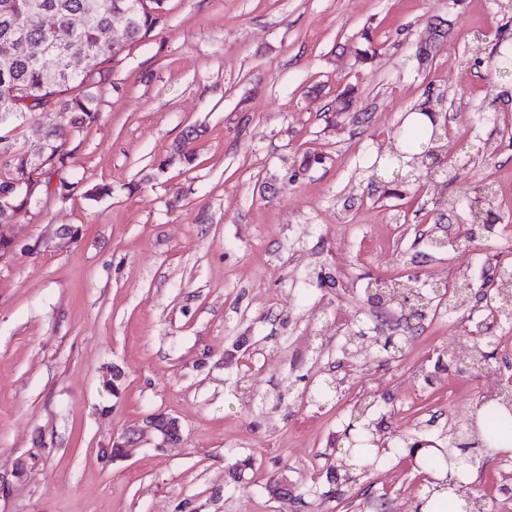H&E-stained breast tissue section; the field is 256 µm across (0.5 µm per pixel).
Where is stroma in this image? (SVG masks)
I'll return each instance as SVG.
<instances>
[{
  "instance_id": "35a3bbf8",
  "label": "stroma",
  "mask_w": 512,
  "mask_h": 512,
  "mask_svg": "<svg viewBox=\"0 0 512 512\" xmlns=\"http://www.w3.org/2000/svg\"><path fill=\"white\" fill-rule=\"evenodd\" d=\"M153 40L127 44L101 86V118L70 138L67 198L42 195L0 260V512H280L262 488L286 475L295 512H417L427 469L402 444L445 448L482 386L437 363L469 346V321L428 312L397 360L363 320L366 276L443 288L512 237L476 226L468 258L431 249L436 221L468 211L444 200L491 175L512 225V83L490 54L512 34L501 0H172ZM444 21L427 65L415 54ZM381 49L360 58L368 45ZM354 88L350 111L336 97ZM441 101L475 159L402 197L374 175L400 126ZM196 127V159H175ZM491 149L484 164L478 151ZM165 171H158L161 161ZM110 185L109 194L99 191ZM78 230L73 242L67 229ZM371 354L349 355L362 345ZM331 369L338 393L308 391ZM122 379L113 382V371ZM387 447L357 482L328 485L354 403ZM181 438L157 449L148 416ZM135 442L125 455L108 449ZM470 493L507 512L497 488L512 456L475 446ZM251 457L242 482L228 471Z\"/></svg>"
}]
</instances>
